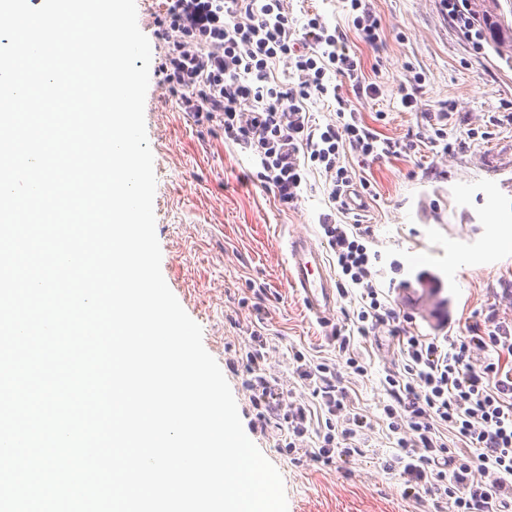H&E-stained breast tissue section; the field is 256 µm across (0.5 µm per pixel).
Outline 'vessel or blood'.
Instances as JSON below:
<instances>
[{"mask_svg": "<svg viewBox=\"0 0 512 512\" xmlns=\"http://www.w3.org/2000/svg\"><path fill=\"white\" fill-rule=\"evenodd\" d=\"M290 283L318 322L336 312L337 285L329 271L321 245L305 234L290 236L285 245Z\"/></svg>", "mask_w": 512, "mask_h": 512, "instance_id": "1", "label": "vessel or blood"}]
</instances>
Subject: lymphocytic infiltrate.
I'll return each instance as SVG.
<instances>
[{
	"instance_id": "lymphocytic-infiltrate-1",
	"label": "lymphocytic infiltrate",
	"mask_w": 512,
	"mask_h": 512,
	"mask_svg": "<svg viewBox=\"0 0 512 512\" xmlns=\"http://www.w3.org/2000/svg\"><path fill=\"white\" fill-rule=\"evenodd\" d=\"M154 25L165 45L161 86L183 111L222 122L225 141L259 166L263 187L282 207L300 201L316 170L330 201L346 211L353 185L367 191L371 184L344 165L345 150L373 163L417 147L381 138L351 107L345 89L370 98L378 87L366 81L346 33L321 15L298 20L284 0H164ZM282 60L294 81L277 78ZM315 97L334 100L336 121L313 123L307 102ZM319 223L341 273L340 295L360 294L357 335L387 326L401 369L386 375L390 401L372 421L335 367L294 352L296 374L313 397L302 403L268 373L270 338L255 327L245 361L259 421L275 426L278 447L324 463L364 456L370 433L382 430L397 449L387 469L408 494L439 497L451 512H512V331L476 324L465 336L408 335L373 284L380 256L364 243L367 225L339 224L327 213ZM489 350L494 358L473 364L474 354Z\"/></svg>"
}]
</instances>
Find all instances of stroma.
<instances>
[{"instance_id":"obj_1","label":"stroma","mask_w":512,"mask_h":512,"mask_svg":"<svg viewBox=\"0 0 512 512\" xmlns=\"http://www.w3.org/2000/svg\"><path fill=\"white\" fill-rule=\"evenodd\" d=\"M368 5L382 24L375 48L359 40L343 0H285L292 16L316 12L346 31L367 80L379 88L374 97H352L360 118L385 139L419 137L415 152L369 165L345 157L374 190L356 213L371 227L370 249L382 256L376 286L414 336H462L489 318L512 328V195L503 188L512 183V69L459 30L444 0ZM417 75L418 107L410 110L398 88ZM145 121L163 277L201 326L247 436L280 472L288 512H436L434 497L407 495L398 475L388 473L394 450L382 434L372 435L366 457L342 468L307 458L292 463L256 427L243 359L257 320L273 338L267 368L283 390L309 395L294 372L293 351L345 366L333 334L344 326L350 301L339 299L331 320L318 323L286 279V239L324 238L318 223L329 210L324 177L310 174L302 201L281 207L259 182L241 183L253 165L225 142L219 124L197 122L154 79ZM441 121L449 140L461 142L453 151L431 141ZM355 347L369 373L345 384L356 406L376 418L387 401L381 381L400 368L399 348L384 327L356 337Z\"/></svg>"}]
</instances>
